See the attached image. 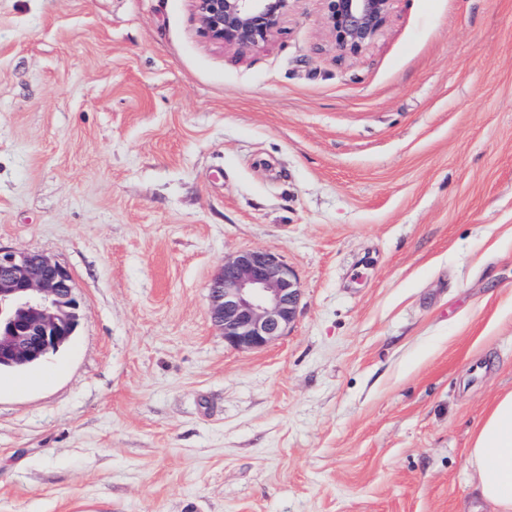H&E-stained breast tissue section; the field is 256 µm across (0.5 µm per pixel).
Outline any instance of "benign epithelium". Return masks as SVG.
Returning a JSON list of instances; mask_svg holds the SVG:
<instances>
[{"label": "benign epithelium", "mask_w": 512, "mask_h": 512, "mask_svg": "<svg viewBox=\"0 0 512 512\" xmlns=\"http://www.w3.org/2000/svg\"><path fill=\"white\" fill-rule=\"evenodd\" d=\"M211 42L246 54L271 43L292 0H191ZM331 48L355 59L390 23L396 0H320ZM210 315L224 343L256 351L287 334L301 289L273 251L245 249L224 259L209 286ZM82 304L67 267L30 252L0 248V365H40L68 345Z\"/></svg>", "instance_id": "benign-epithelium-1"}]
</instances>
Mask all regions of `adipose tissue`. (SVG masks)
<instances>
[{
  "instance_id": "1",
  "label": "adipose tissue",
  "mask_w": 512,
  "mask_h": 512,
  "mask_svg": "<svg viewBox=\"0 0 512 512\" xmlns=\"http://www.w3.org/2000/svg\"><path fill=\"white\" fill-rule=\"evenodd\" d=\"M472 484L494 512H512V390L497 396L467 452Z\"/></svg>"
}]
</instances>
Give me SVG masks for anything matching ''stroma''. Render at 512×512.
Masks as SVG:
<instances>
[{
    "label": "stroma",
    "instance_id": "obj_1",
    "mask_svg": "<svg viewBox=\"0 0 512 512\" xmlns=\"http://www.w3.org/2000/svg\"><path fill=\"white\" fill-rule=\"evenodd\" d=\"M0 247L82 316L0 374V512H489L512 390V0H397L336 60L319 0L246 55L190 0H0ZM279 253L287 336L224 344L226 257ZM467 462L478 498L494 512H511L512 390L494 399L471 438Z\"/></svg>",
    "mask_w": 512,
    "mask_h": 512
}]
</instances>
